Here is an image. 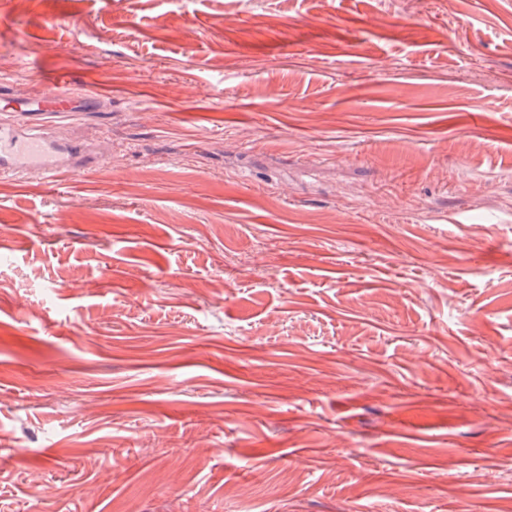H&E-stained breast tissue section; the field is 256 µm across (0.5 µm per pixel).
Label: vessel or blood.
I'll list each match as a JSON object with an SVG mask.
<instances>
[{"label":"vessel or blood","mask_w":512,"mask_h":512,"mask_svg":"<svg viewBox=\"0 0 512 512\" xmlns=\"http://www.w3.org/2000/svg\"><path fill=\"white\" fill-rule=\"evenodd\" d=\"M99 103L94 90L73 92L65 74L55 77L51 89L37 97L0 93V110L5 112H94ZM102 156V148L83 142L60 141L19 123L0 125V177L37 172L54 181L62 173L87 168Z\"/></svg>","instance_id":"b4317fda"}]
</instances>
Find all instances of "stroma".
<instances>
[{"mask_svg": "<svg viewBox=\"0 0 512 512\" xmlns=\"http://www.w3.org/2000/svg\"><path fill=\"white\" fill-rule=\"evenodd\" d=\"M0 56L123 149L0 177V512H512V0H0ZM66 74L55 77L52 88L37 97H18L8 91L0 93L2 112H97L100 97L92 89L74 93Z\"/></svg>", "mask_w": 512, "mask_h": 512, "instance_id": "1", "label": "stroma"}]
</instances>
